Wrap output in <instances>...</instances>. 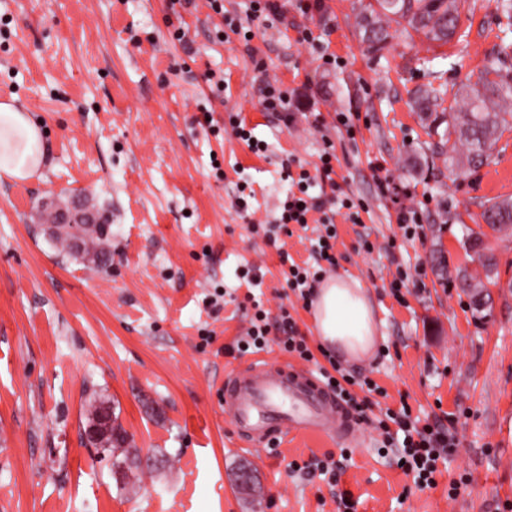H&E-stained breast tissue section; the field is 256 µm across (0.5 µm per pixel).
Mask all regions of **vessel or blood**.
<instances>
[{
    "instance_id": "b4317fda",
    "label": "vessel or blood",
    "mask_w": 512,
    "mask_h": 512,
    "mask_svg": "<svg viewBox=\"0 0 512 512\" xmlns=\"http://www.w3.org/2000/svg\"><path fill=\"white\" fill-rule=\"evenodd\" d=\"M224 412L243 447L270 448L292 432L352 444L359 422L312 374L268 357L224 375Z\"/></svg>"
}]
</instances>
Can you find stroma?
<instances>
[{
	"mask_svg": "<svg viewBox=\"0 0 512 512\" xmlns=\"http://www.w3.org/2000/svg\"><path fill=\"white\" fill-rule=\"evenodd\" d=\"M277 2L271 23L250 18L247 0H224L220 16L205 0H0V100L15 97L46 151L32 179L0 178V512H339L343 499L352 512H512V230L487 237L499 259L487 316L473 314L456 278L477 266L463 246L466 222L482 202L512 198V121L488 165L462 177L443 162L462 146L432 154L410 105L438 78L456 111L460 84L512 31L497 0H473L461 41L437 46L394 25L376 56L355 24L359 0H322L309 13L298 0ZM227 18L252 39L228 30L216 40ZM306 28L314 43L301 41ZM178 29L190 49L173 39ZM209 72L223 75V95L211 93ZM268 77L299 92L292 123L264 111ZM234 114L254 126L264 156L234 136ZM328 143L336 182L362 205L360 223L341 208L333 216L335 272L368 289L377 327L370 355L340 363L383 388L382 406L405 403L421 421L455 427L458 445L431 488L414 484L370 427L346 458L341 443L305 434L244 449L224 412L225 372L251 360L232 350L251 298L274 315L292 308L317 344L281 263L304 264L313 233L265 230ZM380 168L393 179L385 194ZM243 183L254 192L245 210ZM64 198L109 215L105 267L60 253L41 227L44 207ZM414 202L422 230L409 240L398 215ZM364 238L377 250H360ZM247 264L260 285L243 282ZM401 269L410 276L402 304L390 294ZM91 399L131 447L155 457L152 468L113 472L82 441ZM328 455L340 460L333 483L288 467ZM244 465L256 495L238 488Z\"/></svg>",
	"mask_w": 512,
	"mask_h": 512,
	"instance_id": "stroma-1",
	"label": "stroma"
}]
</instances>
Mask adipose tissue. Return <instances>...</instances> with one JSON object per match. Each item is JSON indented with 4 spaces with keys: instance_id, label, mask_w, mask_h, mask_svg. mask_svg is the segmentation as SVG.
Returning a JSON list of instances; mask_svg holds the SVG:
<instances>
[{
    "instance_id": "1",
    "label": "adipose tissue",
    "mask_w": 512,
    "mask_h": 512,
    "mask_svg": "<svg viewBox=\"0 0 512 512\" xmlns=\"http://www.w3.org/2000/svg\"><path fill=\"white\" fill-rule=\"evenodd\" d=\"M41 131L14 101L0 102V175L21 182L41 168ZM316 336L324 349L354 358L376 343L374 312L368 291L348 277L321 283L312 303Z\"/></svg>"
}]
</instances>
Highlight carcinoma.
<instances>
[{
    "mask_svg": "<svg viewBox=\"0 0 512 512\" xmlns=\"http://www.w3.org/2000/svg\"><path fill=\"white\" fill-rule=\"evenodd\" d=\"M460 0H375L363 7L357 16L362 41L369 51L376 53L386 48L390 33L389 23L403 25L404 32L421 33L431 42L446 44L456 34ZM465 97L457 112L448 113V126L440 138L456 137L466 147L459 158L448 159V165L475 172L491 155L498 140L503 123L506 122L504 108L512 100V44H503L497 56L488 61L482 76L474 85L463 88ZM442 88L429 86L417 92L414 107L430 118L437 114L443 102ZM480 219L493 232L512 226V200L502 199L482 205ZM108 234L105 224H75L64 234L55 238V243L66 254L72 252L71 239L79 237L83 243V254L87 260L99 267L104 263L106 251L100 248ZM470 248L482 250V268L485 277L478 274L459 276L461 286L472 300L490 302L487 285L495 283L497 259L485 245L487 234L483 230L470 231ZM120 453L117 464H138L137 454L124 447V442L105 439L99 442L97 453L113 456Z\"/></svg>",
    "mask_w": 512,
    "mask_h": 512,
    "instance_id": "obj_1",
    "label": "carcinoma"
}]
</instances>
